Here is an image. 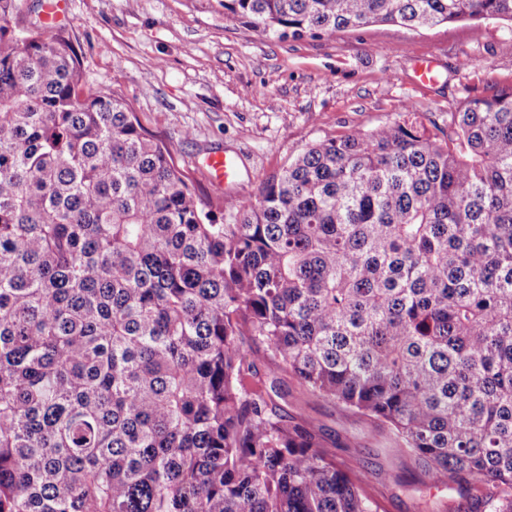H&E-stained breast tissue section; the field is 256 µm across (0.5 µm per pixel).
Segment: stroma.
I'll list each match as a JSON object with an SVG mask.
<instances>
[{"mask_svg":"<svg viewBox=\"0 0 512 512\" xmlns=\"http://www.w3.org/2000/svg\"><path fill=\"white\" fill-rule=\"evenodd\" d=\"M68 16L88 84L120 97L224 218L308 144L410 110L443 123L466 96L512 85V30L494 21L278 39L226 17L224 0H68ZM424 60L435 73L426 85L417 73ZM217 152L239 167L221 188L205 165ZM279 378L280 405L308 415L337 460L366 475L376 512H446L458 502L427 481L387 426L311 396L288 373Z\"/></svg>","mask_w":512,"mask_h":512,"instance_id":"obj_1","label":"stroma"}]
</instances>
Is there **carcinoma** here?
I'll return each instance as SVG.
<instances>
[{
  "instance_id": "obj_1",
  "label": "carcinoma",
  "mask_w": 512,
  "mask_h": 512,
  "mask_svg": "<svg viewBox=\"0 0 512 512\" xmlns=\"http://www.w3.org/2000/svg\"><path fill=\"white\" fill-rule=\"evenodd\" d=\"M21 10L0 0V512H374L279 370L389 426L448 512H512V86L314 142L226 224ZM224 15L330 39L512 0Z\"/></svg>"
}]
</instances>
